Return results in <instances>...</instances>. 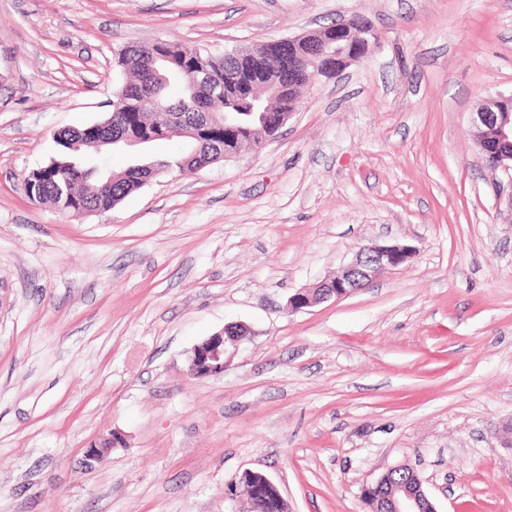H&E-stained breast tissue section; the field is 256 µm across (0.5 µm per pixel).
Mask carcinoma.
Instances as JSON below:
<instances>
[{
    "mask_svg": "<svg viewBox=\"0 0 512 512\" xmlns=\"http://www.w3.org/2000/svg\"><path fill=\"white\" fill-rule=\"evenodd\" d=\"M277 43L269 42L247 56L230 49L212 53L196 45L156 41L133 43L123 51L119 66L126 76L114 96L118 111L113 127L130 125L154 133L153 143L173 141L162 135L172 119L192 126L205 114L214 121L208 135L183 138L185 150L177 161L135 158L120 172L108 169L103 150L113 147L108 136L87 126L56 135L57 155L29 172L26 190L38 201L50 203L64 214L70 205L108 211L145 185L154 168L195 170L224 159L226 141L246 145L258 139L260 122L250 112L254 98L267 106L266 122L299 102L306 75L289 76L275 67ZM224 84V96L213 97L197 83L198 72Z\"/></svg>",
    "mask_w": 512,
    "mask_h": 512,
    "instance_id": "obj_1",
    "label": "carcinoma"
}]
</instances>
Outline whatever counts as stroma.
I'll return each instance as SVG.
<instances>
[{"label": "stroma", "instance_id": "stroma-1", "mask_svg": "<svg viewBox=\"0 0 512 512\" xmlns=\"http://www.w3.org/2000/svg\"><path fill=\"white\" fill-rule=\"evenodd\" d=\"M353 15L374 47L262 149L106 212L27 197L57 132L106 117L127 44L220 52ZM499 92L512 0H0V512H237L246 469L291 512H365L400 464L439 512H512V174L471 125ZM375 243L415 254L291 310ZM230 322L252 336L190 376ZM252 333V329L244 323L225 325L193 346L187 359L188 373L198 379L223 374L230 348L237 350ZM247 480L257 481V483H259V485H261L264 488H273L277 494V498H278L281 506L285 507V509H286L285 511H282V512L291 511L287 500L283 497L281 491L279 490V488L275 484V482L272 481L266 474H264L262 472L255 471V470H250V469L244 470L238 476L237 480L235 482L231 483V486H230L231 495L232 496L236 495L237 485H240L241 482H246ZM233 492L235 494H233Z\"/></svg>", "mask_w": 512, "mask_h": 512}]
</instances>
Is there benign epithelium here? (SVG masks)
I'll use <instances>...</instances> for the list:
<instances>
[{
    "mask_svg": "<svg viewBox=\"0 0 512 512\" xmlns=\"http://www.w3.org/2000/svg\"><path fill=\"white\" fill-rule=\"evenodd\" d=\"M285 44L300 47V54L290 64L297 69L307 63L314 66L309 78L322 77L325 68L319 64L321 55L336 62L340 74L358 59L351 52V45L357 42L371 50L376 42V33L366 27L352 32L346 26V20H340L334 25L331 37H319L315 30L302 35L281 39ZM475 129L489 127L492 130L491 139L476 138L477 147L485 159L491 172L499 170L512 171V94L499 93L485 98L472 115ZM415 253L408 245L372 244L361 248L353 259L343 268L340 274L320 282L311 289L303 290L290 297L289 305L292 310L300 311L326 302L331 298H342L367 285L375 275L386 268H395L406 263ZM252 335V329L240 322L229 323L223 329L206 337L191 349L187 363L188 373L198 379L218 376L224 373L226 354L239 346ZM255 481L264 488L276 490L277 498L283 507H288L278 486L266 474L255 470L243 471L237 480L231 483L230 492H237V485L247 481ZM368 512H438L426 495L420 478H415L413 487L403 489V493H391L380 504L369 506Z\"/></svg>",
    "mask_w": 512,
    "mask_h": 512,
    "instance_id": "obj_1",
    "label": "benign epithelium"
}]
</instances>
